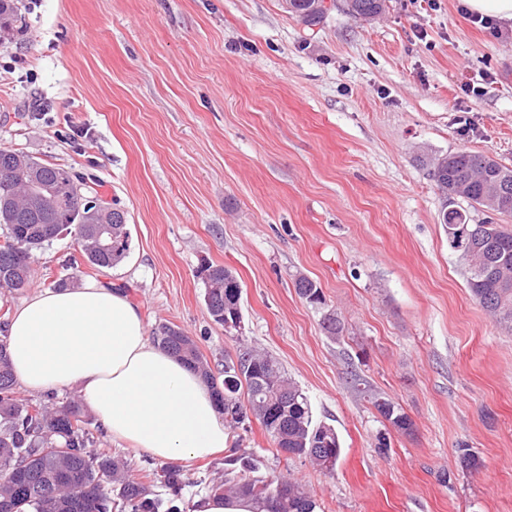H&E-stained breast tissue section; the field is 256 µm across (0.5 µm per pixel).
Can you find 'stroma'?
<instances>
[{
    "instance_id": "stroma-1",
    "label": "stroma",
    "mask_w": 512,
    "mask_h": 512,
    "mask_svg": "<svg viewBox=\"0 0 512 512\" xmlns=\"http://www.w3.org/2000/svg\"><path fill=\"white\" fill-rule=\"evenodd\" d=\"M20 7L22 33L0 42V146L71 169L124 209L130 250L96 269L59 237L35 253L29 291H0V322L65 275L115 284L150 334L180 327L211 365L242 343L282 363L340 435L335 471L285 459L255 420L230 439L322 512H512V335L448 248L441 214L464 199L418 160L466 149L512 167V24L483 28L460 0H388L370 21L335 0L314 27L283 0ZM208 263L242 284L239 329L207 311ZM300 274L342 338L298 296ZM465 448L478 469H462ZM182 470L193 512L224 459ZM369 399L380 416L395 428V430L406 434L412 431V421L398 404L381 394H371Z\"/></svg>"
}]
</instances>
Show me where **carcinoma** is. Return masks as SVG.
<instances>
[{
    "mask_svg": "<svg viewBox=\"0 0 512 512\" xmlns=\"http://www.w3.org/2000/svg\"><path fill=\"white\" fill-rule=\"evenodd\" d=\"M288 12L305 26L319 24L325 12L320 0H286ZM349 14L369 20L386 7V0H346ZM22 19L19 0H0V34H10ZM429 175L444 194L457 196L473 209L499 218H512V168L477 152L460 150L429 160ZM76 176L68 169L43 163L29 155L0 147V224L7 241L0 245V289L21 291L34 278L33 254L63 235L75 234L85 262L112 268L130 247L126 213L113 208L106 215L116 241L101 248L84 232L95 218L87 195L74 192ZM441 224L448 248L461 256L472 297L493 320L512 332V230L489 219L471 223L461 208L443 212ZM205 284L204 301L214 322L230 329L242 318L236 300L233 272L221 265L200 269ZM298 295L312 306L325 301L315 297L318 286L299 276ZM323 329L335 339L345 324L334 312L323 316ZM157 343L198 371L224 413L229 429L245 425L254 416L273 436L277 452L287 458L307 459L321 471L335 470L342 453L336 429L314 420L307 395L286 373L279 360L254 346H241L224 357L215 372L196 339L177 326L164 325ZM246 394L247 403L241 402ZM371 404L395 430L410 433L413 423L392 400L369 396ZM81 404L75 400L59 406L53 397L30 404L18 395L7 353L0 339V512H182L185 477L174 466L148 463L145 478L159 483L166 494H154L133 477L125 463L90 451ZM253 455L233 453L224 459V477L211 482L213 494L246 497L256 512H321L315 496L292 478L267 480L256 476Z\"/></svg>",
    "mask_w": 512,
    "mask_h": 512,
    "instance_id": "carcinoma-1",
    "label": "carcinoma"
}]
</instances>
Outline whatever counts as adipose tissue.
<instances>
[{"instance_id": "ef3b65f1", "label": "adipose tissue", "mask_w": 512, "mask_h": 512, "mask_svg": "<svg viewBox=\"0 0 512 512\" xmlns=\"http://www.w3.org/2000/svg\"><path fill=\"white\" fill-rule=\"evenodd\" d=\"M4 334L31 394L77 388L113 439L165 462L222 453L228 431L204 379L155 345L138 306L100 281L30 296Z\"/></svg>"}]
</instances>
